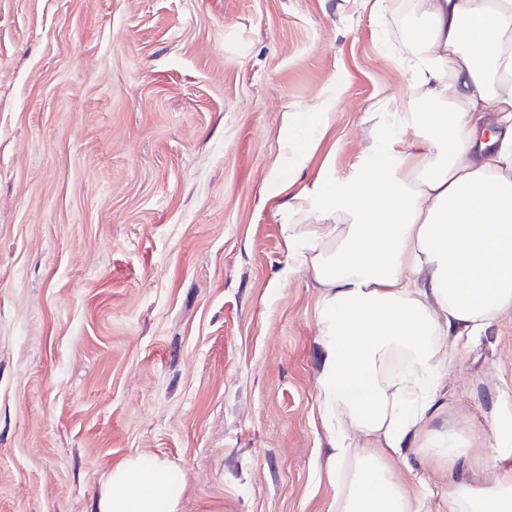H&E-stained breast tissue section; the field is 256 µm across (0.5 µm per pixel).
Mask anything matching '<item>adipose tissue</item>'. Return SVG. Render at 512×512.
I'll return each instance as SVG.
<instances>
[{
  "mask_svg": "<svg viewBox=\"0 0 512 512\" xmlns=\"http://www.w3.org/2000/svg\"><path fill=\"white\" fill-rule=\"evenodd\" d=\"M422 54L404 114L388 113L315 224H292L320 289V404L330 434L329 512H429L427 484L391 469L434 418L448 341L512 314V4L419 0ZM342 223H331L333 215ZM182 474L135 457L96 512H178ZM440 512H512V468L459 483Z\"/></svg>",
  "mask_w": 512,
  "mask_h": 512,
  "instance_id": "1",
  "label": "adipose tissue"
}]
</instances>
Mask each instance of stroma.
<instances>
[{"label":"stroma","instance_id":"35a3bbf8","mask_svg":"<svg viewBox=\"0 0 512 512\" xmlns=\"http://www.w3.org/2000/svg\"><path fill=\"white\" fill-rule=\"evenodd\" d=\"M418 13L0 0V512H94L137 455L180 469L178 512H327L319 290L285 227L414 98ZM448 352L429 428L471 458L392 463L438 497L503 454L512 318Z\"/></svg>","mask_w":512,"mask_h":512}]
</instances>
